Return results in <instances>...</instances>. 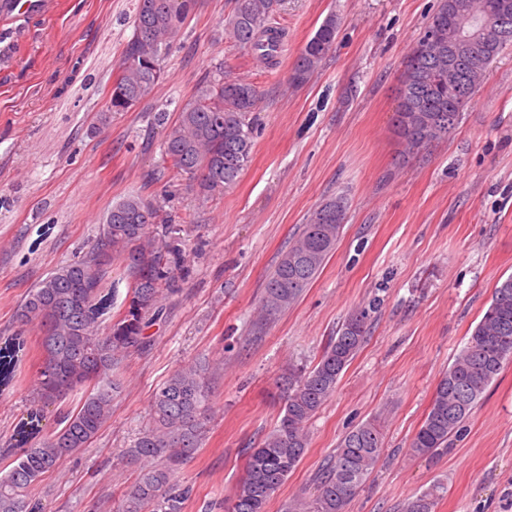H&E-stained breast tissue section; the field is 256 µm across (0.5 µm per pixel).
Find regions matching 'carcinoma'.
<instances>
[{"label": "carcinoma", "instance_id": "carcinoma-1", "mask_svg": "<svg viewBox=\"0 0 512 512\" xmlns=\"http://www.w3.org/2000/svg\"><path fill=\"white\" fill-rule=\"evenodd\" d=\"M494 0H439L415 47L429 35L448 33L453 3L468 6L463 21L466 43L480 45L477 56L465 53L455 62L448 85V55L422 54L403 65L402 94L393 115L396 136L409 155L444 138L481 86L487 71L512 45L485 23ZM281 0H235L226 18L243 48L271 58L266 48L280 44L283 33L270 18ZM197 0H136L134 31L126 43L118 73L108 90L106 110L96 115L97 127L112 115L129 112L152 98L164 80V60ZM339 22L324 19L301 49L289 75L303 84L319 70L334 48ZM224 72L205 78L189 99L167 112L143 115L160 132L163 176L173 186L195 181L202 202L231 187L247 166L253 147L254 118L260 102L256 87L233 80L225 87ZM344 198L320 204L302 225L264 284L262 310L276 315L294 304L336 248L345 220ZM158 209L141 195L127 194L109 205L97 235L84 255L60 264L33 284L20 301L15 317L41 333L40 381L20 425L30 443L0 471V512H43L37 486L64 460L90 447L112 418L119 382L114 373L131 352L147 348L146 329L162 312L165 295L180 292L190 275L191 251L182 224H157ZM122 260L127 276L124 310L111 324L102 315L111 309L117 288L112 261ZM368 312L352 311L336 336L308 368L288 369L283 415L275 428L251 449L244 477L227 512H267L274 493L295 471L309 447L308 422L333 395L340 375L365 342ZM28 349L24 336H12L0 347V381L13 376L16 359ZM512 360V275L498 282L491 302L466 345L439 379L431 405L410 448L419 455L438 456L459 436L483 393ZM209 364L198 361L176 369L155 391L148 424L125 451L126 463L137 466L136 477L123 497L121 512H183L189 489L177 481L186 462L202 447L209 420ZM79 396L76 402L70 398ZM56 407L52 431L40 429L44 409ZM383 450V437L371 421L341 439L328 459L309 500L296 497L284 512H347L351 499L372 473ZM440 484L409 500L403 512H433L443 493Z\"/></svg>", "mask_w": 512, "mask_h": 512}]
</instances>
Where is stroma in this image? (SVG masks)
Returning <instances> with one entry per match:
<instances>
[{"instance_id":"1","label":"stroma","mask_w":512,"mask_h":512,"mask_svg":"<svg viewBox=\"0 0 512 512\" xmlns=\"http://www.w3.org/2000/svg\"><path fill=\"white\" fill-rule=\"evenodd\" d=\"M438 0H286L273 61L253 58L226 24L233 0H198L138 109L87 129L105 108L114 64L133 35L134 0H53L47 14L0 15L13 55L0 64V336L30 344L0 389V471L12 461L37 383L38 332L14 310L26 289L76 258L111 202L141 194L161 217L191 224L190 278L164 299L147 350L128 356L112 421L39 488L45 512H119L136 470L123 452L148 419L153 392L178 367L207 358L210 420L180 473L184 512H224L248 453L281 418L289 365H313L356 308L369 332L335 393L308 424L302 461L268 512L312 492L353 426L371 420L384 448L348 512H401L441 482L434 512H512V362L490 384L447 454L413 453L436 385L466 345L499 280L512 275V46L494 63L448 136L404 155L392 129L403 63ZM336 15V45L306 83L289 73L306 41ZM221 66L261 94L254 145L237 182L201 203L196 187L162 195L160 135L144 112L174 110ZM341 195L336 249L301 298L273 319L266 278L302 224ZM52 225L37 241L36 231Z\"/></svg>"}]
</instances>
